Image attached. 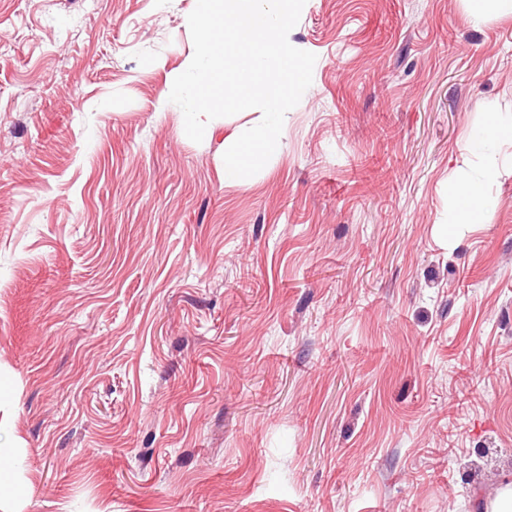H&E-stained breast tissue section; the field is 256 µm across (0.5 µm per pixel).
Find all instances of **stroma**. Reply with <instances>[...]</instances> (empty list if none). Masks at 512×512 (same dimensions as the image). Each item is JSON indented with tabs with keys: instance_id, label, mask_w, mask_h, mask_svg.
Returning <instances> with one entry per match:
<instances>
[{
	"instance_id": "stroma-1",
	"label": "stroma",
	"mask_w": 512,
	"mask_h": 512,
	"mask_svg": "<svg viewBox=\"0 0 512 512\" xmlns=\"http://www.w3.org/2000/svg\"><path fill=\"white\" fill-rule=\"evenodd\" d=\"M196 0H0V512H490L512 482V14L306 0L256 175L159 101ZM481 224L455 180L487 166ZM512 138V126L511 128H504L500 126L493 114L489 115L484 127L479 129L473 136L472 145L475 150L490 144L492 146L504 137ZM496 176L493 169L485 173L486 182L492 181ZM486 182L459 181L450 187V192L455 203V224H481L484 221V213L487 207L485 195Z\"/></svg>"
}]
</instances>
